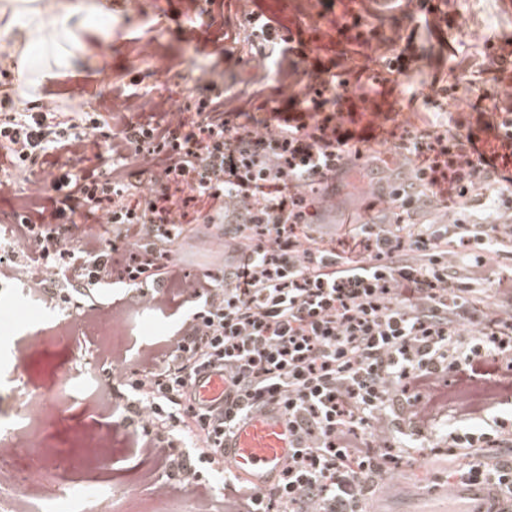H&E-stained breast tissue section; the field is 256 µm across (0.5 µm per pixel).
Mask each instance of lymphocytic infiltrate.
<instances>
[{
  "mask_svg": "<svg viewBox=\"0 0 512 512\" xmlns=\"http://www.w3.org/2000/svg\"><path fill=\"white\" fill-rule=\"evenodd\" d=\"M239 7L251 54L278 74L275 93L260 86L244 98L202 75L191 119L116 88L99 111L75 119H59L43 103L0 120V155L13 169L0 193L16 192V176L40 175L31 191L16 192L11 244L32 252L43 289L91 302L98 289L129 285L158 305L175 289L192 303L152 354L154 370L115 366L104 386L129 414L170 428L172 439L150 435L144 447L163 452L190 433L184 489L198 478L196 464L223 465L224 438L240 421L272 406L292 431L288 462L263 491H246L225 473L223 512H363V489L380 475L361 427L387 443L397 420L422 431L441 416L444 367L466 381L483 354L512 358V274L488 279L512 255V182L497 167L512 156L470 158L473 131L403 136L400 177L380 193L393 223L325 238L316 218L335 206L345 174L363 160L379 164L360 148L367 131L342 122L356 108L339 92L354 54L333 58L331 77L301 73L284 25L250 11L247 0ZM102 136L108 174L88 153ZM61 150L83 168L67 170L55 158ZM131 159L154 176L149 190L122 175ZM442 186L460 205L438 224L430 216ZM91 216L111 225V239L86 232ZM199 224L224 230L211 270L191 279L171 254ZM475 244L483 247L477 257ZM63 266L68 276L57 277ZM466 322L474 335H462ZM208 367L224 372L223 406L201 405L191 391ZM409 391L416 398L397 416ZM481 443L472 433L449 434L458 474L511 500L512 464L488 467Z\"/></svg>",
  "mask_w": 512,
  "mask_h": 512,
  "instance_id": "lymphocytic-infiltrate-1",
  "label": "lymphocytic infiltrate"
}]
</instances>
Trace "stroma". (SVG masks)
I'll return each instance as SVG.
<instances>
[{
	"mask_svg": "<svg viewBox=\"0 0 512 512\" xmlns=\"http://www.w3.org/2000/svg\"><path fill=\"white\" fill-rule=\"evenodd\" d=\"M452 26L447 30L448 46L463 68L449 72V59L438 53L434 37L420 29L417 14L405 11L399 0H379L375 15L365 17L363 31L379 30L390 35L394 24L416 29L409 71L392 84L373 92L375 101L386 104L395 98L396 113L359 111V125L374 124L378 135L371 146L394 167L400 135L411 132L455 129L457 121L476 128L480 121L495 120L494 105L512 96V7L504 0H446L443 6ZM16 16L28 17L27 27L13 25ZM100 21L97 38L88 28ZM249 29L241 16L238 0H223L211 8L208 0H0V95L8 92L4 78L14 61L37 52L36 70L26 71V82L35 96L54 103L61 112H85L97 107L99 95L113 85L127 84L148 97L185 104L194 93L201 71H211L218 85L233 93L249 95L253 79L266 78L276 86V76L266 61L247 51ZM493 43L501 64L485 57L486 43ZM67 68L62 80L42 82L41 71ZM455 80L458 89L444 102L442 111H429L424 98L433 78ZM390 210L379 199V184L369 167L355 168L336 192V206L325 211L321 232L334 234L338 225L357 224L371 216L384 217ZM212 230L201 229L173 254L174 261L190 277L201 276L213 249ZM50 318L35 316L26 305V289L17 281L0 279V316L17 328L14 340L25 343L31 333L44 340L41 353L29 356V365L8 372L0 404L11 406L12 386L23 384L36 394L57 390L61 383L74 389L71 400L60 403L64 421L35 416L33 422L46 437L47 449L29 451L31 465L62 452H75L80 438H88L99 453L86 467L68 464L53 467L38 483H13L0 488V512H40L42 503L64 490L75 497L109 490L115 512H195L188 494L180 491L176 467L163 463L143 469L140 450L142 433L138 426L124 422L122 410L104 404L99 390L108 379L107 367L96 357L100 335L113 309H128L127 334L119 355L133 357L139 369L148 371V352L163 341L189 312L183 298L175 296L160 308L138 306V291L123 288L101 290L95 300L97 320L82 321L76 308H63L58 289L47 288ZM512 375V362L484 357L477 375L460 385L452 370L438 376L440 390L452 405L479 411V418L457 424V433H482V415L493 413L512 426V397L498 388V381ZM403 441L415 449L412 467L396 468L382 491L371 503L372 512L392 507H411L418 495L432 488L447 489L455 475L449 465L448 438L439 435L434 445L424 446L420 434L405 431ZM166 482L170 495L160 501L153 486Z\"/></svg>",
	"mask_w": 512,
	"mask_h": 512,
	"instance_id": "stroma-1",
	"label": "stroma"
}]
</instances>
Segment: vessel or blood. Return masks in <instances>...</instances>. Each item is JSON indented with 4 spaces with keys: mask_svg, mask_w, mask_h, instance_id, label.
<instances>
[{
    "mask_svg": "<svg viewBox=\"0 0 512 512\" xmlns=\"http://www.w3.org/2000/svg\"><path fill=\"white\" fill-rule=\"evenodd\" d=\"M224 374L208 370L193 384L201 402L218 404L224 399ZM292 437L277 411L254 414L224 440V465L240 479L258 488L271 484L288 460ZM424 512H503V505L491 487L464 481L446 491V505L428 507Z\"/></svg>",
    "mask_w": 512,
    "mask_h": 512,
    "instance_id": "vessel-or-blood-1",
    "label": "vessel or blood"
}]
</instances>
